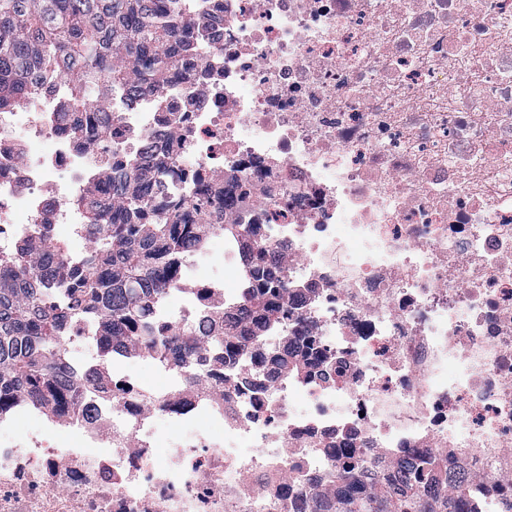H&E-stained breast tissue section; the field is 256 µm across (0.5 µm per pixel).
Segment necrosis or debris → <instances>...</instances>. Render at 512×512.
Here are the masks:
<instances>
[{
    "label": "necrosis or debris",
    "mask_w": 512,
    "mask_h": 512,
    "mask_svg": "<svg viewBox=\"0 0 512 512\" xmlns=\"http://www.w3.org/2000/svg\"><path fill=\"white\" fill-rule=\"evenodd\" d=\"M204 54L156 92L75 112L53 78L0 111V253L85 252L79 199L168 163L207 224L150 325L202 340L190 364L78 316L74 406L0 414V512H303L363 459H447L476 512L512 504V0H190ZM288 279V317L213 363L246 305L241 235ZM218 256H207L212 240ZM119 346L101 361L105 336ZM313 343L302 376L268 352ZM153 365V381L137 370Z\"/></svg>",
    "instance_id": "obj_1"
}]
</instances>
